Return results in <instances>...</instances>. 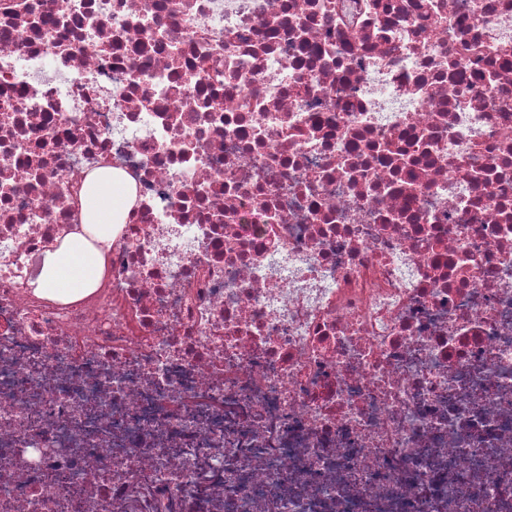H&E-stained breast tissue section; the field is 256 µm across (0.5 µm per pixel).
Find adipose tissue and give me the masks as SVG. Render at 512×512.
Here are the masks:
<instances>
[{"instance_id": "obj_1", "label": "adipose tissue", "mask_w": 512, "mask_h": 512, "mask_svg": "<svg viewBox=\"0 0 512 512\" xmlns=\"http://www.w3.org/2000/svg\"><path fill=\"white\" fill-rule=\"evenodd\" d=\"M134 188L121 179L91 173L81 196L83 234L46 252L37 287L58 299H76L97 288L104 271L102 248L111 244L134 202Z\"/></svg>"}]
</instances>
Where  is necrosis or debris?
Masks as SVG:
<instances>
[{"label":"necrosis or debris","mask_w":512,"mask_h":512,"mask_svg":"<svg viewBox=\"0 0 512 512\" xmlns=\"http://www.w3.org/2000/svg\"><path fill=\"white\" fill-rule=\"evenodd\" d=\"M0 512H512V0H0ZM134 188L112 175L91 173L81 196L82 224L88 236L110 247L114 224H124L134 202ZM104 271V254L81 235L45 253L37 288L58 299H76L97 288Z\"/></svg>","instance_id":"4bbe7bcc"}]
</instances>
